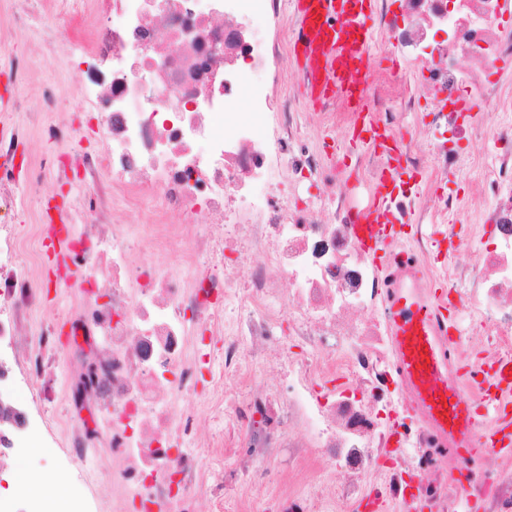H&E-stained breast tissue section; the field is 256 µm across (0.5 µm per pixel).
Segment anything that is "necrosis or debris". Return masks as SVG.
<instances>
[{
  "mask_svg": "<svg viewBox=\"0 0 512 512\" xmlns=\"http://www.w3.org/2000/svg\"><path fill=\"white\" fill-rule=\"evenodd\" d=\"M282 10V0H75L69 32L94 59L79 94L101 146L71 149V124L35 118L58 150L50 172L63 183L80 174L83 191L40 201L31 251L16 224L0 223V405L15 414L0 424V471L17 481L0 512H123L130 498L140 512H196L201 497L210 512H245L248 491L269 486L282 488V512H512V454L444 446L395 369L390 290L354 240L358 204L335 157L301 145L307 120L333 130L351 119L274 93L284 43L256 22ZM379 22L402 65L368 92L405 145V171L460 168L461 139L494 148L471 202L422 197L406 246L417 273L401 281L426 299L447 282L448 380L488 432L485 378L512 359V121L465 127L455 103L512 112L495 68L512 57V0H401ZM409 66L423 97L404 111L425 101L435 131L422 141L391 102ZM243 105L252 120L240 118ZM145 194L164 213L137 241L111 223L112 202L132 209ZM464 210V239L436 264L437 224ZM199 213L213 229L194 223ZM56 218L78 259L65 271L83 295L70 317L96 347L64 398L90 401L103 423L67 421L63 453L37 400L59 351L28 329ZM35 448L54 472L109 449L111 506L82 496L56 508L31 494Z\"/></svg>",
  "mask_w": 512,
  "mask_h": 512,
  "instance_id": "4bbe7bcc",
  "label": "necrosis or debris"
}]
</instances>
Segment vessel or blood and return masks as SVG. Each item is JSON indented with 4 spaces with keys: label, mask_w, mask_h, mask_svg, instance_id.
Here are the masks:
<instances>
[{
    "label": "vessel or blood",
    "mask_w": 512,
    "mask_h": 512,
    "mask_svg": "<svg viewBox=\"0 0 512 512\" xmlns=\"http://www.w3.org/2000/svg\"><path fill=\"white\" fill-rule=\"evenodd\" d=\"M377 0H290L294 20L291 49L303 76L306 98L313 107L338 100L356 124L375 129L369 147L388 154L400 151L399 140L378 128L365 97L353 88L371 82L375 61L369 53L375 29ZM402 173L382 178L369 204L353 218L357 244L379 262L401 255L405 243L393 204L402 189ZM392 328L398 367L414 391V405L461 450L512 447V414L504 413L496 432L483 433L471 401L448 382L445 351L434 341L447 315L438 303L413 300L401 292L391 298ZM497 398L512 396V361L502 362L490 380Z\"/></svg>",
    "instance_id": "obj_1"
}]
</instances>
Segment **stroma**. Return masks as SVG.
<instances>
[{
  "label": "stroma",
  "instance_id": "1",
  "mask_svg": "<svg viewBox=\"0 0 512 512\" xmlns=\"http://www.w3.org/2000/svg\"><path fill=\"white\" fill-rule=\"evenodd\" d=\"M67 0H0V118L9 126H24L28 138L22 152L30 164H39L46 149L36 129L30 128L31 113L42 112L44 120H65L84 130L91 118L90 112L82 108L77 88L82 77L74 61L81 55L79 45L61 40L60 31L71 24ZM52 17L53 26L43 24V17ZM23 62L27 79L24 104H17L12 82V66ZM55 91L59 107L54 111H43V90ZM82 147L93 150L98 146L94 136L86 134L81 139ZM481 165H468L448 175L437 176L431 171L417 172L406 179L403 191L406 198H414L421 189H429L436 196H470L483 180ZM79 178H72L65 185L57 184L54 178L43 177L34 190H19V207L11 220L20 226L40 221V211L33 207L32 196L52 195L59 200L70 199L79 191ZM81 294L76 290L47 288L43 299L33 306L28 320L31 331H40L49 326L54 330V340L59 348H67L70 342L69 315L77 306ZM110 460L98 462L79 460L70 470L56 473L53 479H45L46 462L34 457L30 466L31 475L25 481L27 488L50 497L72 494H88L103 503L112 500V484L106 474Z\"/></svg>",
  "mask_w": 512,
  "mask_h": 512
}]
</instances>
